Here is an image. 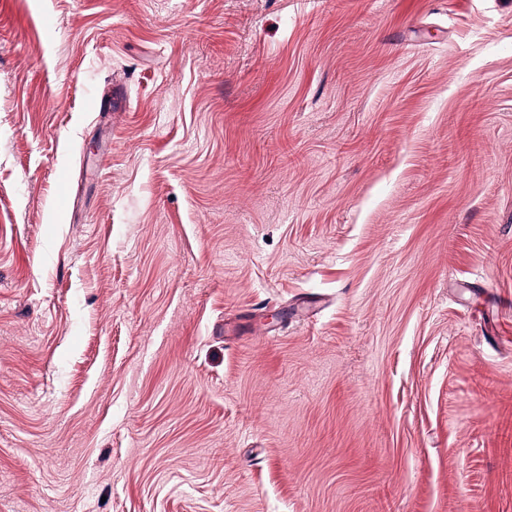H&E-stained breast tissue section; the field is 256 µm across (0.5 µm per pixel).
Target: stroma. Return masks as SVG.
Masks as SVG:
<instances>
[{
	"label": "stroma",
	"mask_w": 512,
	"mask_h": 512,
	"mask_svg": "<svg viewBox=\"0 0 512 512\" xmlns=\"http://www.w3.org/2000/svg\"><path fill=\"white\" fill-rule=\"evenodd\" d=\"M0 512H512V0H0Z\"/></svg>",
	"instance_id": "35a3bbf8"
}]
</instances>
